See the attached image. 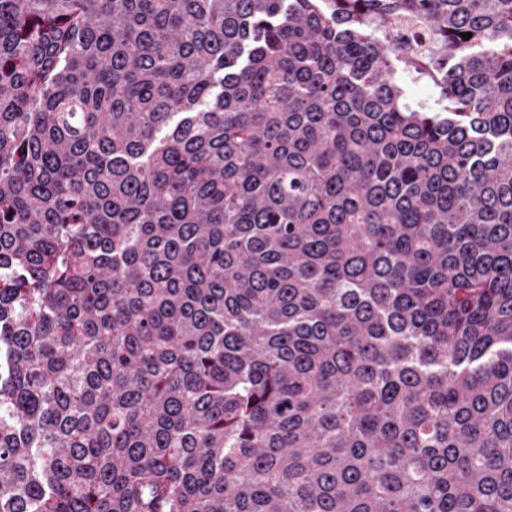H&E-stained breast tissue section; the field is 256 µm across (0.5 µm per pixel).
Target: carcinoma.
I'll list each match as a JSON object with an SVG mask.
<instances>
[{"mask_svg": "<svg viewBox=\"0 0 512 512\" xmlns=\"http://www.w3.org/2000/svg\"><path fill=\"white\" fill-rule=\"evenodd\" d=\"M0 512H512V0H0ZM397 80L411 102L426 110H438L439 91L432 84L425 80H417L416 74L404 70L403 66H400L398 70Z\"/></svg>", "mask_w": 512, "mask_h": 512, "instance_id": "cac0c4a2", "label": "carcinoma"}]
</instances>
